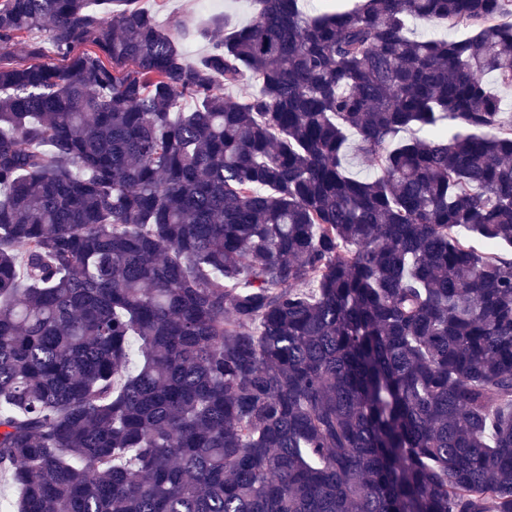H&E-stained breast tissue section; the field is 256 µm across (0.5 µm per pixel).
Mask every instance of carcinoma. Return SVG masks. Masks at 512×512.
Here are the masks:
<instances>
[{
	"label": "carcinoma",
	"mask_w": 512,
	"mask_h": 512,
	"mask_svg": "<svg viewBox=\"0 0 512 512\" xmlns=\"http://www.w3.org/2000/svg\"><path fill=\"white\" fill-rule=\"evenodd\" d=\"M136 2L0 0L16 512H512V0ZM137 6L153 14L157 21L167 26L179 21L187 30L180 44L188 60H195L210 48L200 30L206 28L214 17H229L230 27L246 24L254 14V6L247 2L230 0H138Z\"/></svg>",
	"instance_id": "cac0c4a2"
}]
</instances>
